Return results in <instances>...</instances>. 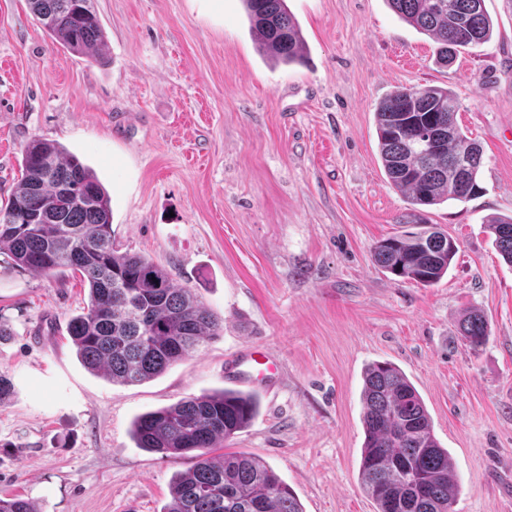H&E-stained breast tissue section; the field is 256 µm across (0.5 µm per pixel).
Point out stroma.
<instances>
[{
	"label": "stroma",
	"mask_w": 512,
	"mask_h": 512,
	"mask_svg": "<svg viewBox=\"0 0 512 512\" xmlns=\"http://www.w3.org/2000/svg\"><path fill=\"white\" fill-rule=\"evenodd\" d=\"M307 61L264 58L242 0H94L108 62L54 45L26 0H0V207L22 150L56 142L111 197L112 239L166 268L224 321L222 336L160 377L125 386L89 373L67 333L88 301L69 273L0 262V497L41 512H161L186 459L136 446L135 417L234 388L249 344L278 364L247 390L251 423L225 441L288 484L304 512H375L359 479L363 374L400 368L453 458V512H512V266L484 227L512 215V0H484L490 40L437 62L438 44L387 0H286ZM441 86L483 149V194L413 211L384 173L379 102ZM458 253L430 287L373 261L415 217ZM476 308L479 350L458 322ZM460 331L464 340L473 350H478L487 340V324L477 309H466L462 313Z\"/></svg>",
	"instance_id": "stroma-1"
}]
</instances>
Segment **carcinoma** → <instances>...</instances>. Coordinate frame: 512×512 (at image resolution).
Instances as JSON below:
<instances>
[{
  "instance_id": "1",
  "label": "carcinoma",
  "mask_w": 512,
  "mask_h": 512,
  "mask_svg": "<svg viewBox=\"0 0 512 512\" xmlns=\"http://www.w3.org/2000/svg\"><path fill=\"white\" fill-rule=\"evenodd\" d=\"M261 53L293 64L305 40L286 0H242ZM51 41L99 63L106 36L93 0H28ZM398 17L441 44L438 62L462 40L480 46L493 23L484 0H388ZM454 93L440 86L397 89L375 112L380 159L389 182L412 206L464 202L482 192V152L457 121ZM471 156L470 192L459 188L457 160ZM503 261L512 265V216L485 222ZM458 252L442 231L421 230L376 242L373 257L385 271L423 287L438 283ZM23 270L46 276L78 273L88 302L67 331L77 356L112 383L148 382L221 335L224 324L190 288L112 240L111 198L92 169L59 144L30 141L21 178L0 208V255ZM460 331L471 349L488 336L483 315L465 310ZM365 439L359 467L363 490L376 512H452L458 481L448 449L432 429L423 398L394 364L375 362L362 389ZM257 413L253 395L223 389L181 399L135 418L137 447L192 467L177 473L162 512H303L297 497L262 459L242 452L216 453ZM0 512H40L18 496L1 498Z\"/></svg>"
}]
</instances>
